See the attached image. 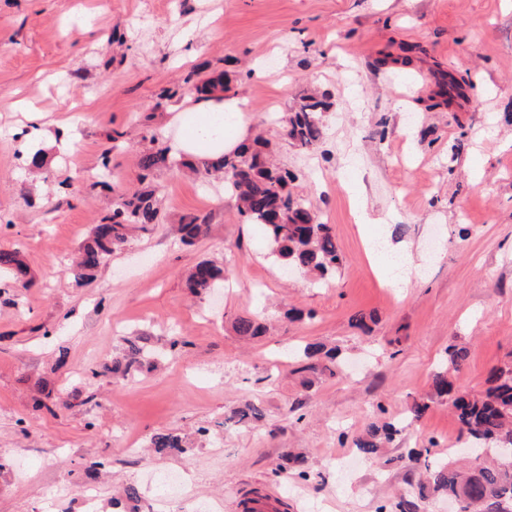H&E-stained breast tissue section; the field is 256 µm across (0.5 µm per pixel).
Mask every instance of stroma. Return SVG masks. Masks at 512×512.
<instances>
[{
	"label": "stroma",
	"instance_id": "35a3bbf8",
	"mask_svg": "<svg viewBox=\"0 0 512 512\" xmlns=\"http://www.w3.org/2000/svg\"><path fill=\"white\" fill-rule=\"evenodd\" d=\"M220 70L228 97L247 102L249 133L264 134L293 191L330 225L335 276L317 286L284 272L227 190L161 170L160 223L75 286L68 263L113 197L138 189L140 152L192 97L187 74ZM165 88L176 96L161 105ZM323 93L333 106L310 149L267 117ZM22 101L67 142L39 172L17 156ZM115 130L126 140L106 191L96 174ZM358 203L375 223H356ZM189 214L211 217L192 247L172 231ZM375 239L403 244L422 278L390 287L384 256L367 251ZM15 247L35 283L0 273V512H56V489L72 512L87 489L97 512H112L128 485L138 512H243L255 496L283 499L286 512H398L424 467L408 449L444 459L460 436L440 402L408 418L448 345L467 347L459 380L474 393L512 352V0H0V248ZM202 259L228 278L195 298L185 275ZM292 308L302 320H288ZM246 315L268 335L238 336ZM359 315L375 317L370 330L353 326ZM140 335L180 345L115 387L112 360ZM316 341L339 347L354 372L304 388L295 352ZM40 398L47 408L35 409ZM248 403L263 416L244 426L232 415ZM400 418L379 461L347 465L356 434ZM201 427L206 440L186 453L149 446L154 433ZM291 451L309 478L280 475ZM98 457L110 467L86 478ZM166 472L184 477V492L155 483Z\"/></svg>",
	"mask_w": 512,
	"mask_h": 512
}]
</instances>
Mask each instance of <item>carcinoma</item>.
Wrapping results in <instances>:
<instances>
[{"label":"carcinoma","instance_id":"carcinoma-1","mask_svg":"<svg viewBox=\"0 0 512 512\" xmlns=\"http://www.w3.org/2000/svg\"><path fill=\"white\" fill-rule=\"evenodd\" d=\"M331 107L328 96L304 95L295 112L285 118L284 131L294 145L301 148L315 146L323 138L321 113ZM124 133L112 132V145L101 155L98 178L108 185L110 154L119 147ZM153 146L140 153L138 167L142 170L143 187L131 195L120 194L112 200V212L94 225L80 245L78 258L68 272L80 286L95 280L99 268L112 255L129 243L134 234L159 223L160 209L156 188L149 182L159 168H187L195 172L224 175V187L235 197L237 210L246 224H256L268 234L272 255L289 271L313 273L321 279L333 275L342 263L336 239L328 225L317 221L307 201L292 193L289 183L295 176L275 166L266 156L267 142L261 136L242 141L237 148L218 159L198 156L193 162L169 154L166 147ZM210 216L195 215L178 225L177 232L183 244L191 246L208 234ZM11 273L18 279L27 275L23 254L17 249L0 250V272ZM226 268L212 260L196 263L187 277V288L200 297L224 286ZM236 333L255 339L265 335L267 327L258 318L240 317ZM150 337L141 336L139 342H129L122 356L112 361V373L122 378L134 375L151 364V359L163 352L149 345ZM468 354L459 344L448 346L446 367L432 378L433 393L429 400L415 402L410 410L413 420L420 419L429 403L448 404L455 413L461 435L476 450L475 460L462 467L452 461L424 464V471L416 487L419 497L425 489L448 495L459 503L462 512H512V359L493 367L488 374L487 388L472 393L462 387L457 376ZM299 373L336 377L343 374L340 349L322 343L306 344L299 352ZM404 429L399 420L372 423L368 429L353 438V445L367 459L378 458L385 444L392 443ZM150 447L160 455H173L186 450V440L173 432H158L151 436ZM306 460L301 455H287L280 465L283 473L299 471L307 476Z\"/></svg>","mask_w":512,"mask_h":512}]
</instances>
